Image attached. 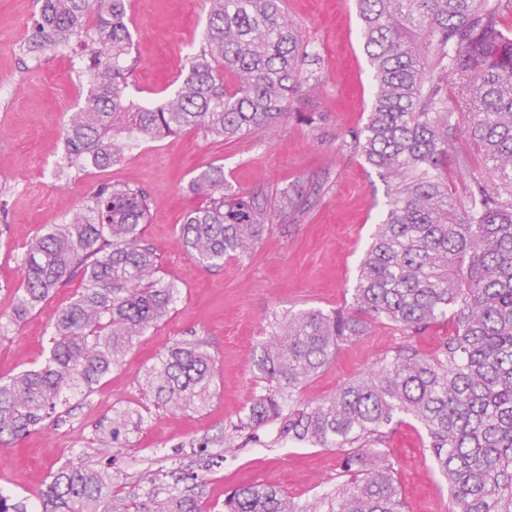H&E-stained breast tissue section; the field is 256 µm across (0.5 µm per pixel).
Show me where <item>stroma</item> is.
Instances as JSON below:
<instances>
[{
  "mask_svg": "<svg viewBox=\"0 0 512 512\" xmlns=\"http://www.w3.org/2000/svg\"><path fill=\"white\" fill-rule=\"evenodd\" d=\"M130 3L136 65L129 91L150 103L184 71L207 7L204 0ZM286 7L314 50L309 67L318 85L303 87L291 99V114L275 132L227 142L194 130L144 137L138 150L107 169L62 175L66 119L84 103L76 67L85 46L76 40L64 49L24 54L37 0H0V82L11 88L9 96H0V199L6 202L0 211V378L40 362L46 330L81 286L80 279H71L39 310L14 322L18 255L44 226L63 223L87 205L101 183L148 191L145 238L164 277L181 288L168 317L136 339L90 397L71 399L59 420L0 444V488L17 498L34 499L47 476L69 461L108 468L115 499L143 500L155 488L176 485L192 490L204 512H222L227 494L249 483L278 486L302 506L333 488L340 452L279 440L274 425L258 428V441L232 450L224 446L225 430L263 386L249 368L254 344L267 336L273 317L350 304L357 267L386 203L385 183L349 136L365 122L374 97L354 0H286ZM301 112L315 113L317 124L299 122ZM212 162L223 164L226 182L240 192L303 183L311 191L310 206L297 221L264 233L249 259L204 268L185 252L176 227L199 204L186 189L189 180ZM447 334L444 323L409 339L393 326L373 324L358 340L342 344L298 397L330 395L370 373L379 357L407 339L433 353ZM193 337L209 344L215 387L206 405L174 414L155 403L142 377L168 346ZM120 413L139 426L123 436L121 447L101 454ZM423 438L413 422L400 425L387 442L405 512H448V487ZM192 472L202 476L201 485L189 480Z\"/></svg>",
  "mask_w": 512,
  "mask_h": 512,
  "instance_id": "obj_1",
  "label": "stroma"
}]
</instances>
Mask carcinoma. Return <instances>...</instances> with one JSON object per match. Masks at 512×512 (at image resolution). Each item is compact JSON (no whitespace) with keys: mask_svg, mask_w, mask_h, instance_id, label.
<instances>
[{"mask_svg":"<svg viewBox=\"0 0 512 512\" xmlns=\"http://www.w3.org/2000/svg\"><path fill=\"white\" fill-rule=\"evenodd\" d=\"M207 22L188 68L164 100L145 107L128 93L133 45L128 0H41L23 51L74 40L91 50L78 71L86 102L69 115L60 168L106 169L124 136L161 137L196 129L214 140L266 134L288 101L315 80L309 42L285 0H208ZM374 100L351 142L387 183L348 307L302 310L274 322L251 366L268 382L224 438L274 424L280 437L341 452L336 488L305 506L280 488L251 483L224 500V512H403L395 467L383 446L407 419L448 486V512H512V0H356ZM484 175L465 186L463 208L450 186L467 162L455 142L456 116ZM202 199L178 227L182 247L202 266L252 253L274 220L309 206L299 183L240 194L212 163L189 183ZM149 195L99 185L90 204L44 228L26 247L12 320L41 307L74 276L83 288L57 312L43 360L0 379V439L39 429L120 364L136 338L168 316L178 284L160 276L146 243ZM451 320L454 331L431 355L403 344L371 373L329 396L293 402L339 346L386 322L413 336ZM215 359L205 342L182 340L146 369L143 386L172 413L211 396ZM203 512L176 487L147 499H112L105 469L63 464L38 501L0 490V512Z\"/></svg>","mask_w":512,"mask_h":512,"instance_id":"carcinoma-1","label":"carcinoma"}]
</instances>
